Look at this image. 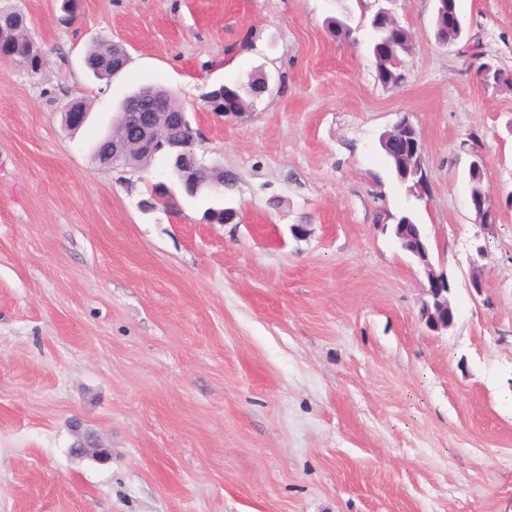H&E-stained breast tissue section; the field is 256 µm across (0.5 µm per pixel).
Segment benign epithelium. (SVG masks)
<instances>
[{"mask_svg": "<svg viewBox=\"0 0 512 512\" xmlns=\"http://www.w3.org/2000/svg\"><path fill=\"white\" fill-rule=\"evenodd\" d=\"M375 17L380 22V27L389 30V38L377 43V54L387 55L391 53L393 45L391 37L398 35L402 25L397 21L391 9L380 5L378 6ZM223 92V109L217 113L219 117H236L242 113L241 99L238 93L226 86L220 88ZM147 94H134L129 97L122 105V115L125 125L136 130L137 136L133 138H124L107 143L95 154L94 159L102 166H110L116 160L123 158L128 151L132 149H141L147 153L156 155L158 153H167L180 165L188 158L193 163H198L195 152L196 132L188 119V113L180 112L177 114L178 120L184 124L190 134V139L183 141H171L164 132L166 120L160 117V113L153 111L149 105L143 103V98ZM65 124L70 130H75L83 125L87 118V113L74 107V103L69 102L64 106ZM398 131L388 137L385 142V150L393 157L401 159L407 158V152L404 149V139L407 133L413 129V125L406 119L397 123ZM421 266L427 286L425 288V298L421 306V320L433 332H442L448 330V322H442L433 316L432 308L439 307L447 311L448 315H454V307L449 299L450 285L448 282L447 271L436 268L431 264L427 249L413 251ZM483 258L482 249H477V257L471 260L472 270L470 276V288L480 295L483 292L484 284L482 279V266L479 259ZM71 453L76 457H91L96 460L104 461L109 458V449L100 442V440L86 436L78 440V443L71 448Z\"/></svg>", "mask_w": 512, "mask_h": 512, "instance_id": "7a95c632", "label": "benign epithelium"}]
</instances>
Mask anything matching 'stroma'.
<instances>
[{
	"label": "stroma",
	"mask_w": 512,
	"mask_h": 512,
	"mask_svg": "<svg viewBox=\"0 0 512 512\" xmlns=\"http://www.w3.org/2000/svg\"><path fill=\"white\" fill-rule=\"evenodd\" d=\"M0 4L47 58L36 74L0 58V512H512V89L470 66L481 51L512 70V0H457L467 34L448 47L434 0H396L413 37L396 85L359 0H80L72 19L63 0ZM102 39L130 55L105 87L82 66ZM258 76L245 113L213 114L208 92ZM149 84L234 174L233 222L180 193L143 209L167 156L95 162ZM75 98L89 118L72 133ZM403 117L419 200L380 146ZM478 158L491 235L468 204ZM406 212L451 281L441 334L420 320V267L381 231ZM79 429L110 458L74 457Z\"/></svg>",
	"instance_id": "35a3bbf8"
}]
</instances>
